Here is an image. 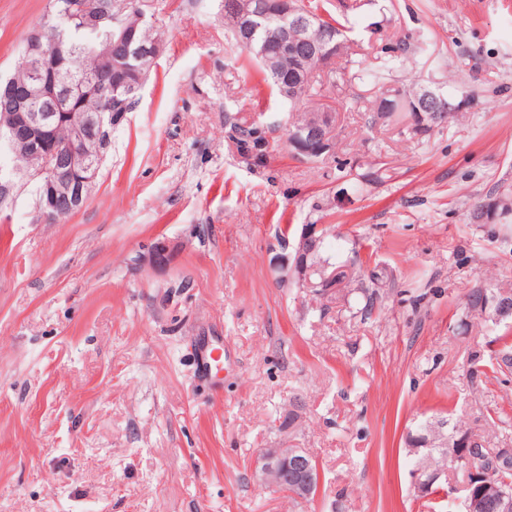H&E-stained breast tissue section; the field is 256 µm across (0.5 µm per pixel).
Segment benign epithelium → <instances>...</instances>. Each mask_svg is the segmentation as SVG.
Masks as SVG:
<instances>
[{
    "label": "benign epithelium",
    "instance_id": "obj_1",
    "mask_svg": "<svg viewBox=\"0 0 512 512\" xmlns=\"http://www.w3.org/2000/svg\"><path fill=\"white\" fill-rule=\"evenodd\" d=\"M245 6L235 12L233 34L237 44L250 47L257 21L269 13H276L285 24L268 31L266 43H275L280 50L288 53L295 63L296 70L305 71L312 64L317 71L324 73L332 68L337 57L336 46L312 42L310 31L318 25V18L311 13L298 10L295 0H244ZM115 12H107L102 19L113 24L112 36L117 44L129 42V35L121 21L126 10L133 7L141 13L152 8L151 0H118ZM26 53L31 59L30 79L17 81L9 79L6 88L10 90L12 112L8 113V130L11 138L24 144L26 153L42 160L40 169L34 173L39 179V210L51 222L64 218L65 214L79 206L90 193L100 165L109 148V136L104 134L106 123L119 124L126 116L125 101L116 98L109 119L105 120L98 112H84L72 125L69 142L61 146L55 140V125L60 118L58 112H44L42 107L51 102L56 107L63 105L66 96L77 92L85 101L96 97L99 81L109 77L111 70L120 68L122 57L111 55V47L99 45L94 51L103 58H112V66L102 69L98 79L76 86L69 83L61 72L65 63V53L58 41L44 40V29L33 31V40L27 43ZM463 102L447 100L436 96L430 90L423 91L419 103L406 106L416 113L411 129L422 132L429 127L428 113L459 110ZM334 132L318 125L304 126L290 130L288 146L292 154L301 160L315 161L329 156L334 149ZM89 140L97 141L99 150L96 158L86 155L82 146ZM275 252L272 268L280 282L293 280L300 286L314 288L310 276L315 267L308 265L307 255L302 247H290L285 241ZM172 259V249L165 242L153 246L141 258L155 269L167 267ZM457 468L467 474L464 496L461 500L465 512H486L494 507L496 512H512V488L500 483L493 472L476 473L465 465L469 455L465 451L454 452ZM258 483L267 489L285 490L294 498L309 500L316 496L321 486V474L313 466V458L304 448H290L283 443L273 448L259 450L255 469ZM448 481V470L428 473L416 470L411 473V486L420 497H428L433 487Z\"/></svg>",
    "mask_w": 512,
    "mask_h": 512
}]
</instances>
